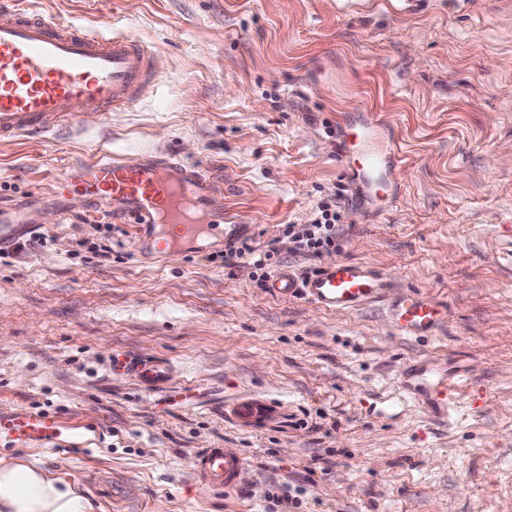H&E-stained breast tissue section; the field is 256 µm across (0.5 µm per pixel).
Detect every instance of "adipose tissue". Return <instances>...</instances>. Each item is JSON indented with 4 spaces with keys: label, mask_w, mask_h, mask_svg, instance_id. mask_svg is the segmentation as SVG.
I'll list each match as a JSON object with an SVG mask.
<instances>
[{
    "label": "adipose tissue",
    "mask_w": 512,
    "mask_h": 512,
    "mask_svg": "<svg viewBox=\"0 0 512 512\" xmlns=\"http://www.w3.org/2000/svg\"><path fill=\"white\" fill-rule=\"evenodd\" d=\"M0 512H94L86 491L37 462L0 460Z\"/></svg>",
    "instance_id": "ef3b65f1"
}]
</instances>
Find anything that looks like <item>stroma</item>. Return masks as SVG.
Instances as JSON below:
<instances>
[{
  "label": "stroma",
  "mask_w": 512,
  "mask_h": 512,
  "mask_svg": "<svg viewBox=\"0 0 512 512\" xmlns=\"http://www.w3.org/2000/svg\"><path fill=\"white\" fill-rule=\"evenodd\" d=\"M35 7L153 47L137 101L50 143H0V206L52 196L67 165L154 151L216 172L224 206L250 221L279 268L283 235L343 190L338 250L394 282L349 312L279 298L214 244L139 260L133 228L104 204L46 208L41 246L0 253V410L57 412L86 426L80 450L14 448L87 489L97 512H512V0H34ZM373 112L402 162L385 211L339 161L345 114ZM90 222H82V215ZM107 238L112 259L93 244ZM413 289L445 319L397 333L390 300ZM168 357L176 398L113 375L112 353ZM467 377L452 413L401 397L403 362ZM245 395L271 416L241 423ZM239 457L242 489L195 479L197 457ZM325 464L307 474L314 455Z\"/></svg>",
  "instance_id": "35a3bbf8"
}]
</instances>
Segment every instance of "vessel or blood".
<instances>
[{"instance_id":"b4317fda","label":"vessel or blood","mask_w":512,"mask_h":512,"mask_svg":"<svg viewBox=\"0 0 512 512\" xmlns=\"http://www.w3.org/2000/svg\"><path fill=\"white\" fill-rule=\"evenodd\" d=\"M153 48L125 35L90 30L58 15L39 13L23 0H0V140L45 138L56 129L85 127L115 106L132 103L140 86L153 74ZM354 138L341 144V159L365 196L378 200L389 191L400 159L386 125L374 113L349 119ZM63 179L79 197L109 200L115 212L135 228L134 250L172 261L207 235L223 245L237 243L246 221L225 212L213 184L199 166L163 152L145 155L135 168L101 157L65 169ZM25 211L0 208V249L13 245L35 225L44 204L42 194H29ZM391 281L364 261L339 260L321 267L305 284L287 272L273 275L267 289L281 298L303 297L331 311H350L385 298ZM394 323L406 336H431L443 322L441 306L418 293L405 292L392 306ZM115 375L135 378L148 392L175 394V366L170 359H134L113 354ZM402 391L421 403L439 398L456 402L459 386L428 361L406 365ZM265 402L241 399L232 409L238 421L266 415ZM78 446L79 426L64 417L37 410L0 412V439L19 448H56L62 431ZM199 481L206 487L231 490L243 480L245 468L223 449L199 455Z\"/></svg>"}]
</instances>
